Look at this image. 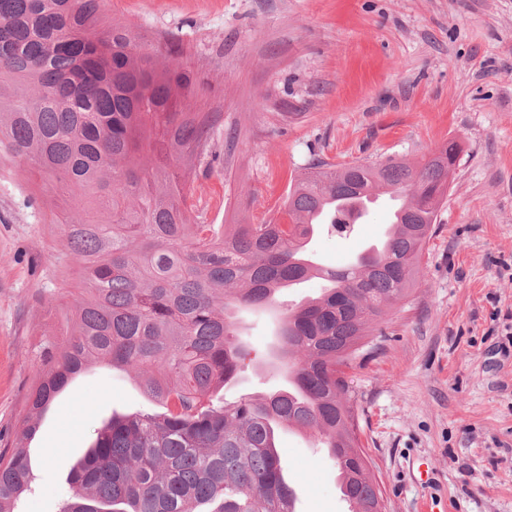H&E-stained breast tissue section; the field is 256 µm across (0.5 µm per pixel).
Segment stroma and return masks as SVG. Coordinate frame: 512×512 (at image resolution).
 Listing matches in <instances>:
<instances>
[{
    "label": "stroma",
    "instance_id": "35a3bbf8",
    "mask_svg": "<svg viewBox=\"0 0 512 512\" xmlns=\"http://www.w3.org/2000/svg\"><path fill=\"white\" fill-rule=\"evenodd\" d=\"M102 17L150 54L181 46L194 111L217 118L213 170L191 184L205 223H287L288 188L313 159L415 162L461 143L414 291L388 310L385 338L349 381L386 512H422L428 496L439 512H512V0H103ZM27 170L0 166V446L28 412L42 346L60 339V288L80 283L52 222L72 192L47 177L22 185ZM388 224L373 208L312 251L323 266L347 264ZM272 323L241 315L251 356L220 398L285 387ZM150 408L134 373L77 374L28 444L33 493L21 512H59L103 424ZM276 443L296 512H342L315 437L282 428Z\"/></svg>",
    "mask_w": 512,
    "mask_h": 512
}]
</instances>
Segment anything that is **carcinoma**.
<instances>
[{"instance_id": "carcinoma-1", "label": "carcinoma", "mask_w": 512, "mask_h": 512, "mask_svg": "<svg viewBox=\"0 0 512 512\" xmlns=\"http://www.w3.org/2000/svg\"><path fill=\"white\" fill-rule=\"evenodd\" d=\"M101 0H0V159L31 161L77 191L60 254L83 285L66 340L48 348L11 446L0 448V512L31 491L26 443L72 378L94 364L135 373L160 412L114 415L70 476L62 512H294L275 444L282 426L315 433L354 512H384L357 434L345 372L385 337L409 297L462 152L450 140L417 164H311L288 191L286 224H202L191 216V161L215 123L190 111L195 89L166 54L127 29L100 28ZM398 194L388 246L337 269L308 244L342 231L352 207L327 200ZM327 287L276 317L288 389L217 403L250 354L244 310L311 277Z\"/></svg>"}]
</instances>
